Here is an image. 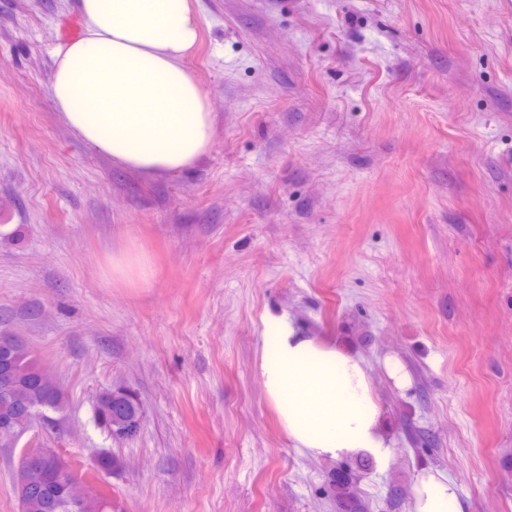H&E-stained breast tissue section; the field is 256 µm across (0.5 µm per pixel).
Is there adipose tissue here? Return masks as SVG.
<instances>
[{"label":"adipose tissue","instance_id":"1","mask_svg":"<svg viewBox=\"0 0 512 512\" xmlns=\"http://www.w3.org/2000/svg\"><path fill=\"white\" fill-rule=\"evenodd\" d=\"M79 13L82 35L52 50L49 97L63 124L124 168L163 175L194 167L214 144L210 102L186 65L203 23L195 0H80ZM257 367L302 455L365 453L390 463L392 443L363 356L277 317ZM413 512H466L458 482L439 470L421 473Z\"/></svg>","mask_w":512,"mask_h":512}]
</instances>
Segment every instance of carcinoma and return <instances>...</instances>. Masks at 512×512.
Returning <instances> with one entry per match:
<instances>
[{"instance_id": "obj_1", "label": "carcinoma", "mask_w": 512, "mask_h": 512, "mask_svg": "<svg viewBox=\"0 0 512 512\" xmlns=\"http://www.w3.org/2000/svg\"><path fill=\"white\" fill-rule=\"evenodd\" d=\"M9 365L13 385L0 393V422L16 428V433L30 429L38 418L49 410L59 409L64 396L30 351L21 342L0 334V371ZM142 412L134 395L123 388L103 393L96 404L97 420L111 433L128 436L140 426ZM76 481L59 456L46 466L34 470L26 459H21L16 475V491L22 512H112V500L86 491L77 507L68 506L69 484ZM328 494L334 500L337 512H365V505L356 493L352 473L336 470L328 484ZM406 498V489L400 485L389 487L386 504L389 512H397Z\"/></svg>"}]
</instances>
